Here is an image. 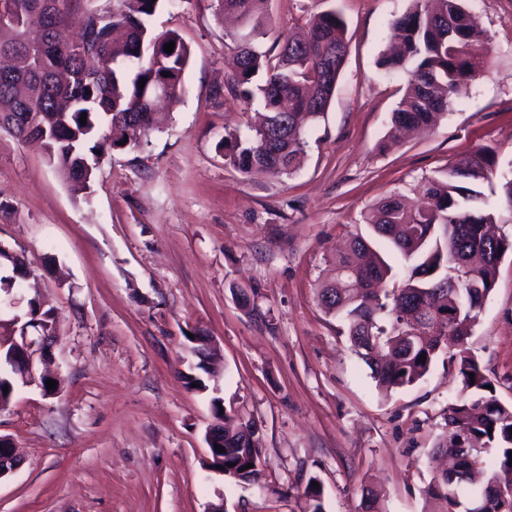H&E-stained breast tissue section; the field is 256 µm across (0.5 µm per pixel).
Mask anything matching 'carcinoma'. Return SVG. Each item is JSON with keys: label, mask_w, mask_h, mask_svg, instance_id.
<instances>
[{"label": "carcinoma", "mask_w": 512, "mask_h": 512, "mask_svg": "<svg viewBox=\"0 0 512 512\" xmlns=\"http://www.w3.org/2000/svg\"><path fill=\"white\" fill-rule=\"evenodd\" d=\"M70 0H0L10 18L0 20V58L34 59V64L0 75V132L19 141L38 140L47 161L67 181L91 194L100 159L119 143L154 130L157 87L177 103L185 92L183 74L191 51L175 31L156 33L150 25L162 0H83L80 34L65 33ZM268 0H217L218 11L232 13L240 29L231 35L234 71L224 89L250 105L260 99L264 123L245 139L228 134L216 148L242 173L264 170L291 174L305 153L303 129L319 119L332 99L347 53L345 21L334 9L309 15L300 38L288 37L278 50L262 51L267 37ZM396 50L379 66L408 75L405 93L391 116L393 141L410 128L437 124L447 114L463 80L485 67L483 32L462 0H413L394 19ZM175 42L167 53L164 45ZM171 76L165 77L163 73ZM146 80L139 87L140 80ZM86 117V124L80 123ZM499 171L495 151L480 146L417 186L419 202L408 206L394 194L372 206L365 223L406 260L409 277L391 289L374 292L353 284L396 277L367 241L354 237L336 256L333 275L319 290L327 312L342 323L357 355L385 391L411 387L428 373L441 353L457 369L465 394L448 408V436L436 446L458 459L452 473L433 474L425 489L427 512H448V504L466 512H498L488 484L512 488V408L503 405L479 361L453 342L477 318L494 285L493 245L512 251V242L495 234L494 214L479 187ZM29 311L45 330L55 332L52 309L38 296ZM442 321V330L415 329ZM426 360H420V356ZM8 392H3V388ZM20 385L0 372V405H9ZM253 423L224 414V471L239 482H253L262 463L251 446ZM493 453L487 486L460 501L469 479L471 455ZM251 468H246V465ZM307 479L305 512H326L323 489Z\"/></svg>", "instance_id": "1"}]
</instances>
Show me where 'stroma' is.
<instances>
[{"label": "stroma", "mask_w": 512, "mask_h": 512, "mask_svg": "<svg viewBox=\"0 0 512 512\" xmlns=\"http://www.w3.org/2000/svg\"><path fill=\"white\" fill-rule=\"evenodd\" d=\"M411 5L269 0L264 46L331 7L347 26L335 94L290 175L241 173L216 149L255 120L216 93L234 29L216 0H165L152 18L190 47L185 93L160 128L103 158L90 198L38 144L0 134V243L27 258L21 293L51 308L63 372L57 395L24 387L0 410V435L22 457L0 480V512H303L312 476L327 512H360L367 482L383 489L381 512H425L462 378L443 354L423 381L381 393L318 291L337 248L369 235L379 199L410 194L480 145L512 163V0H464L490 49L484 70L433 129L392 143L407 76L378 61ZM195 336L216 351L204 392L181 379ZM465 347L512 406V251ZM215 398L257 425L255 482L207 465Z\"/></svg>", "instance_id": "stroma-1"}]
</instances>
